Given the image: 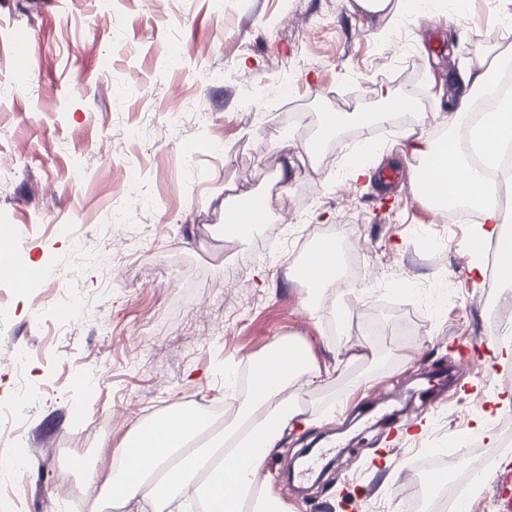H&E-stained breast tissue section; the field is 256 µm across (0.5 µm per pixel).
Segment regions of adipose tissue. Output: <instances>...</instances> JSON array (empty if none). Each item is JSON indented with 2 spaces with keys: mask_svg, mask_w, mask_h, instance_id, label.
<instances>
[{
  "mask_svg": "<svg viewBox=\"0 0 512 512\" xmlns=\"http://www.w3.org/2000/svg\"><path fill=\"white\" fill-rule=\"evenodd\" d=\"M496 67L481 65L470 77V92L450 105L438 120L455 128L470 111L473 96L492 91ZM402 140L419 161L437 163L440 180L449 181L452 200L478 210L487 224L498 225L502 214L492 186L474 180L464 157L454 149L453 138L426 140L409 128ZM470 143L487 162H495L504 145L512 143V99L493 112L483 113L469 130ZM289 351L299 352L288 371L270 369L250 394L237 423L210 445L181 456L189 439L208 427L205 416L192 407L169 413L153 425L137 422L118 448L124 460L121 473L109 476L105 488L130 503L165 502L166 498L205 497L210 512H286L263 474L264 462L289 424L303 417L298 401L303 390L322 386L328 370L304 355L300 340H285Z\"/></svg>",
  "mask_w": 512,
  "mask_h": 512,
  "instance_id": "adipose-tissue-1",
  "label": "adipose tissue"
}]
</instances>
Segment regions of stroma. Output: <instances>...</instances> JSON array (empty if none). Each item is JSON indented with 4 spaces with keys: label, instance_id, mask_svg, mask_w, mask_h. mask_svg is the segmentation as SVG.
<instances>
[{
    "label": "stroma",
    "instance_id": "1",
    "mask_svg": "<svg viewBox=\"0 0 512 512\" xmlns=\"http://www.w3.org/2000/svg\"><path fill=\"white\" fill-rule=\"evenodd\" d=\"M512 0H391L387 13L356 0H0V224L24 227L18 244L44 271L84 300L69 334L53 335L60 307L33 308L13 293L0 357L29 351L23 372L0 364V403L19 383L45 388L24 415L31 453L16 484L25 512H73L55 494L67 471L42 453L70 447L78 429L113 419L91 472L108 471L132 425L181 406L244 403L250 361L297 336L322 364L348 347L372 358L342 365L304 394L294 421L268 454L264 473L286 512H401L397 487L420 456L454 447L464 433L481 451L512 462L499 443V390L488 371L460 360L452 341L494 335V309L512 310V293L473 269L467 245L482 217L452 223L417 196L397 130L365 119L415 78L427 117L418 131L439 138L432 113L469 89L478 64L501 57L512 70ZM31 42L24 76L15 74L17 40ZM354 101L352 119L328 147L324 182L310 162L282 185L278 204L296 202L282 236L255 229L243 242L224 238L225 198L267 194L276 182L283 135L303 144L323 115ZM373 143L369 172L348 163ZM403 176L382 193L377 171ZM382 259L384 275L320 292L293 279L303 234L340 233ZM76 225L77 237L54 225ZM142 244L123 252L129 226ZM110 247L119 282L80 251ZM239 278H225L228 269ZM453 366L421 431L387 443L384 422L409 415V393L430 371ZM336 459L321 479L291 488L287 476L307 449L336 434Z\"/></svg>",
    "mask_w": 512,
    "mask_h": 512
}]
</instances>
